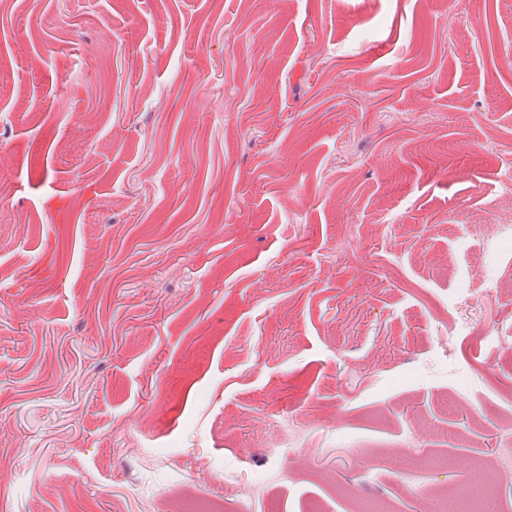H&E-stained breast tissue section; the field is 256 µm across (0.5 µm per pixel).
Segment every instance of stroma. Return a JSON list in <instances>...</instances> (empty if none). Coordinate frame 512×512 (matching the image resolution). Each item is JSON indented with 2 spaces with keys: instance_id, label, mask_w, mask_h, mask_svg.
Returning a JSON list of instances; mask_svg holds the SVG:
<instances>
[{
  "instance_id": "1",
  "label": "stroma",
  "mask_w": 512,
  "mask_h": 512,
  "mask_svg": "<svg viewBox=\"0 0 512 512\" xmlns=\"http://www.w3.org/2000/svg\"><path fill=\"white\" fill-rule=\"evenodd\" d=\"M0 512H512V0H0Z\"/></svg>"
}]
</instances>
